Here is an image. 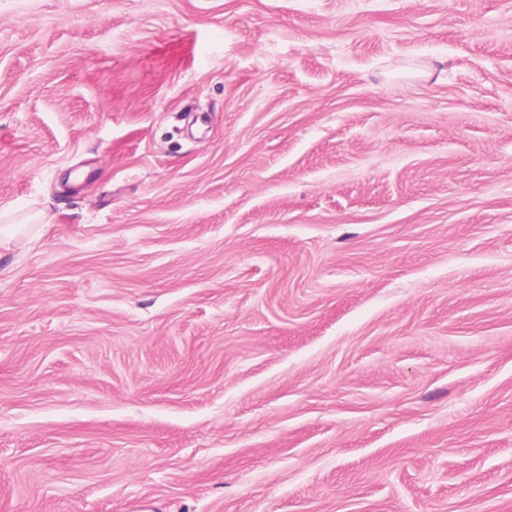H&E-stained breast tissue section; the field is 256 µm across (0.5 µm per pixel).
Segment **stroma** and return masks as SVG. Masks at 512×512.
Returning a JSON list of instances; mask_svg holds the SVG:
<instances>
[{
  "instance_id": "obj_1",
  "label": "stroma",
  "mask_w": 512,
  "mask_h": 512,
  "mask_svg": "<svg viewBox=\"0 0 512 512\" xmlns=\"http://www.w3.org/2000/svg\"><path fill=\"white\" fill-rule=\"evenodd\" d=\"M0 213V512H512V0H0Z\"/></svg>"
}]
</instances>
